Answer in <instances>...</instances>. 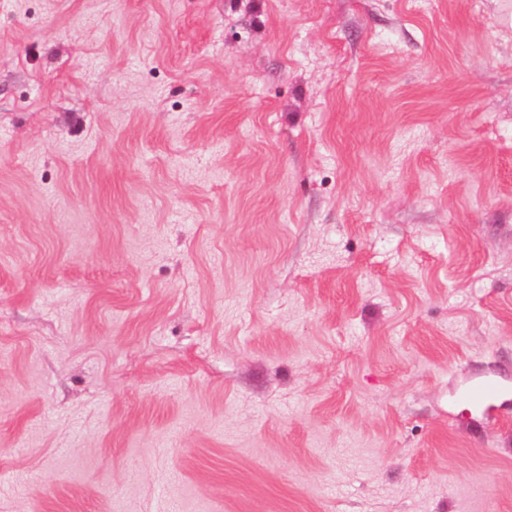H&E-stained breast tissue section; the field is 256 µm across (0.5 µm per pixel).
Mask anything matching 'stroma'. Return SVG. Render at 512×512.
Here are the masks:
<instances>
[{
	"mask_svg": "<svg viewBox=\"0 0 512 512\" xmlns=\"http://www.w3.org/2000/svg\"><path fill=\"white\" fill-rule=\"evenodd\" d=\"M511 14L0 0V512H512Z\"/></svg>",
	"mask_w": 512,
	"mask_h": 512,
	"instance_id": "obj_1",
	"label": "stroma"
}]
</instances>
